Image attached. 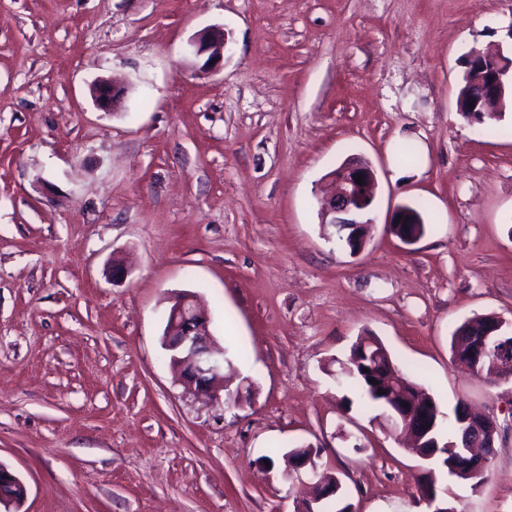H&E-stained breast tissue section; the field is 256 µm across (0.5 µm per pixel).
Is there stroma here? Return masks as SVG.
Masks as SVG:
<instances>
[{
  "mask_svg": "<svg viewBox=\"0 0 512 512\" xmlns=\"http://www.w3.org/2000/svg\"><path fill=\"white\" fill-rule=\"evenodd\" d=\"M223 27L204 70L190 40ZM512 0H0V465L19 512H294L290 447L322 450L353 512H419L421 459L340 384L378 337L441 410L503 431L457 512H512V381L451 352L464 321L512 322V107L457 110L471 48L512 50ZM129 92L96 110L98 77ZM377 171L366 246L318 189ZM421 202L407 245L393 206ZM132 265L106 278L112 259ZM193 294L242 376L238 403L178 382L170 299Z\"/></svg>",
  "mask_w": 512,
  "mask_h": 512,
  "instance_id": "stroma-1",
  "label": "stroma"
}]
</instances>
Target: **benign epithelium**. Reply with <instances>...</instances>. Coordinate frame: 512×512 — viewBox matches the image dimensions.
Returning <instances> with one entry per match:
<instances>
[{"label":"benign epithelium","instance_id":"7a95c632","mask_svg":"<svg viewBox=\"0 0 512 512\" xmlns=\"http://www.w3.org/2000/svg\"><path fill=\"white\" fill-rule=\"evenodd\" d=\"M227 40L224 29L212 27L189 42V47L196 56L205 55V65L210 61L220 64L224 59V47ZM467 79L471 87L470 94L480 111L468 113L475 120L484 113L496 112L506 94H512V57L504 53L482 51L474 48L466 57ZM92 98L102 112H113L125 97V88L107 79L98 78L91 85ZM363 177V184L355 182L357 176ZM377 182L373 166L362 159L351 160L332 173L330 177L327 215L329 223L336 225L338 240L347 245H358L354 253H359L366 243L363 229L372 223L369 213L374 203V188ZM506 322L499 320L488 328L485 340L497 347L499 359L491 363V367L503 368L501 358L512 352V332L504 331ZM163 346L174 361L176 371L181 379L194 388L196 395L210 401L219 399V391H227V395L241 394L243 389L226 390L224 386V350L215 346L210 331L209 318L199 310L191 296L182 293L172 300L163 334ZM423 405L417 399L410 404L400 401L391 406V419L404 424V435L416 448L422 447L425 435L411 428V416L422 410ZM462 425L466 428L497 430V423L485 417L467 412ZM288 468L283 472L285 480H294L307 473L314 481L315 488H327V494L334 495L341 486L334 476L321 473L317 466L289 454Z\"/></svg>","mask_w":512,"mask_h":512}]
</instances>
